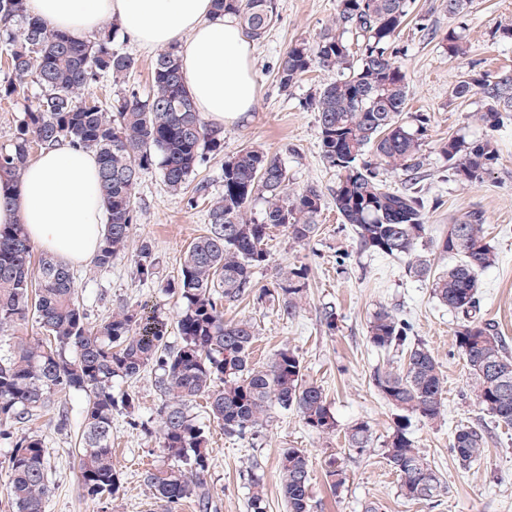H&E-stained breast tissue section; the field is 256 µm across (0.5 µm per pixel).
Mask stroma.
I'll list each match as a JSON object with an SVG mask.
<instances>
[{
    "mask_svg": "<svg viewBox=\"0 0 512 512\" xmlns=\"http://www.w3.org/2000/svg\"><path fill=\"white\" fill-rule=\"evenodd\" d=\"M337 0H276L279 19L264 40L252 43L251 61L257 86L256 104L248 120L225 126L224 151L207 157L195 179L208 187L205 197L189 202L187 195L168 191L159 169L144 173L136 188L138 219L128 251L110 267L90 271L73 267L81 304L97 323L122 306L143 305L168 320H175L179 305L166 285L177 275L180 258L207 225L210 198L224 189V161L245 146H255L277 156L288 169L294 187H318L330 194L337 182L335 169L322 159L318 127L306 99L331 73L316 69L288 91L277 80L278 63L298 42H315L330 27ZM413 19L404 24L397 41V60L409 84L407 115L428 116L423 145V177L419 185L432 201L426 211L430 237L446 232L449 224L478 210L498 263L479 276L480 314L494 322L512 347V120L487 132L476 120L480 97L458 99L451 90L462 75L512 69V39L497 32L512 20V0H472L465 17L449 15L444 0H415ZM423 17L420 30L415 17ZM465 26L468 52L449 56L439 37L448 29ZM493 134L499 158L483 182L471 184L448 177L441 145L448 136L472 140ZM316 236L305 248L292 247L283 232L268 243L271 259L258 270L261 284L271 283L278 269L306 265L310 268L308 298L293 320L282 319L272 307L246 300L225 309L227 319L249 318L257 327L253 360L267 362L275 350H297L307 380L321 385L335 414V435L320 438L307 431L293 412L273 410L259 438L225 435L210 428V467L206 477L212 494L208 512H247L251 473L263 474L269 512H286L278 477L282 449L301 448L312 460V512H361L375 503L379 512H512V428L492 426L466 389L467 367L458 352L454 334L460 316L433 298L428 281L410 272L405 260L381 257L361 250L350 226L342 223L333 203H326ZM148 245L155 263L152 281L136 276L141 245ZM337 314V330L328 333L320 321L325 306ZM388 307L407 321L416 339L438 357L445 379V410L433 423L413 420L412 434L429 460L442 474L449 491L437 502H408L397 493L398 479L384 459V442L391 431L394 411L378 394L371 374L383 365L399 366L395 354L377 351L368 341V324L379 307ZM119 390L136 395L134 417L116 414L112 423V457L121 487L115 500L84 498L78 468V444L87 397L71 392L54 400L49 412L31 426L48 448V477L52 493L45 512H162L144 481L146 469L167 466L161 451L156 411L160 396L154 374L119 383ZM365 421L373 432L363 453L349 450L344 433ZM482 423L491 441L479 463L462 468L450 448L456 426ZM336 458L346 472V483L332 492L325 478V463Z\"/></svg>",
    "mask_w": 512,
    "mask_h": 512,
    "instance_id": "1",
    "label": "stroma"
}]
</instances>
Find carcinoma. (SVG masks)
Here are the masks:
<instances>
[{"mask_svg":"<svg viewBox=\"0 0 512 512\" xmlns=\"http://www.w3.org/2000/svg\"><path fill=\"white\" fill-rule=\"evenodd\" d=\"M412 0H337L334 27L314 43L299 42L281 57L277 79L287 91L318 68L336 73L307 101L316 112L319 150L339 174L332 201L351 226L360 248L404 258L418 277L431 281L433 297L462 318L455 346L468 368L466 387L480 409L503 427H512V354L496 325L480 317L479 274L498 255L487 240L483 216L473 212L435 239L439 253L457 258L433 273L419 253L427 238L426 201L409 189H391L381 171L414 172L424 166L422 146L429 118L419 113L404 122L409 87L396 60L394 43L411 15ZM212 13L235 16L244 35L259 41L278 20L274 0H212ZM361 37L352 48L345 34ZM112 27L97 39L77 40L45 28L26 13L24 0H0V45L10 72L0 81V100L20 94L32 77L40 92L24 107L9 146L0 149V176L18 184L30 151L62 142L92 151L99 165L105 223L93 267L105 268L125 253L137 223L135 189L141 175L158 167L166 187L183 194L197 168L224 151V134L200 116L189 96L175 49L160 51L151 67L149 91L142 95L128 81L137 59L112 43ZM448 55L467 53L465 29L442 36ZM107 81L116 97L102 101L90 93ZM452 94L478 95L479 121L493 130L512 118V72L473 73L456 80ZM372 153L374 161L365 159ZM448 177L480 183L496 163L493 136L467 140L450 136L441 146ZM263 200L260 212L251 203ZM323 193L314 186L292 187L278 157L244 147L224 162V191L210 200L207 227L188 247L168 290L177 295L179 343L168 342V322L142 307L124 306L99 323L89 321L68 266L51 255L33 267V247L22 224H0V439L45 410L55 394H86L78 448L82 487L91 500L112 498L120 474L112 461L114 413L132 414L134 398L114 390L118 380L155 373L161 397L157 409L162 449L171 464L146 473L145 482L173 512L192 497L208 508L209 468L206 426L190 413L202 398L207 414L229 436H255L272 410L294 411L312 434L328 438L336 417L324 389L305 378L295 349L284 346L264 365L251 361L256 341L250 319H224V305L250 299L277 302V312L293 319L307 300L310 270L305 265L279 270L271 286L258 285L255 270L270 262L273 230L298 247L319 230ZM136 271L153 278L149 248L141 246ZM40 335H29V323ZM410 326L386 307L368 325L369 342L380 351L401 354L398 369L378 367L371 381L395 410L384 459L398 477V496L431 501L446 490L438 469L410 432L411 420L435 422L444 410L445 380L434 352L409 336ZM488 429L458 426L451 448L468 468L483 456ZM348 447L362 453L372 441L361 421L345 432ZM48 450L41 437L15 441L8 460V494L15 512H44L52 488ZM279 479L287 512H311L310 460L299 448L280 452ZM329 488L345 484L344 467L326 462ZM247 512H267L262 476L249 483Z\"/></svg>","mask_w":512,"mask_h":512,"instance_id":"1","label":"carcinoma"}]
</instances>
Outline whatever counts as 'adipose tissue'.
Returning <instances> with one entry per match:
<instances>
[{
  "label": "adipose tissue",
  "instance_id": "1",
  "mask_svg": "<svg viewBox=\"0 0 512 512\" xmlns=\"http://www.w3.org/2000/svg\"><path fill=\"white\" fill-rule=\"evenodd\" d=\"M48 29L83 38L107 19L142 47H177L185 85L212 126L243 121L256 99L249 43L232 17L213 18L211 0H25ZM0 224H23L34 245L65 264L83 265L102 237L103 201L94 154L66 143L26 166Z\"/></svg>",
  "mask_w": 512,
  "mask_h": 512
}]
</instances>
